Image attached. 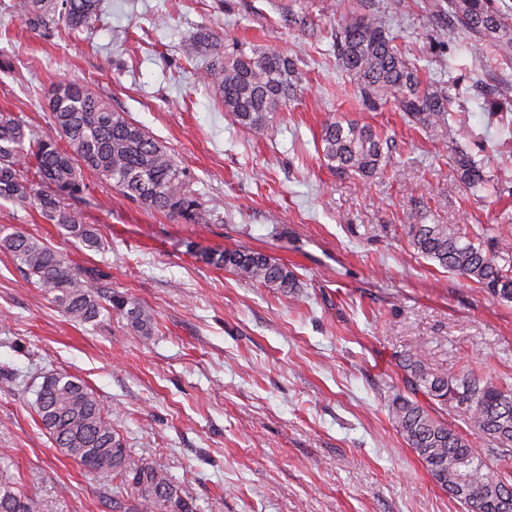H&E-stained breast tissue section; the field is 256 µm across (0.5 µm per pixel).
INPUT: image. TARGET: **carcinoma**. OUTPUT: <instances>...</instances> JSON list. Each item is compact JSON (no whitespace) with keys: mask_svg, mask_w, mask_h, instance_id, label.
Listing matches in <instances>:
<instances>
[{"mask_svg":"<svg viewBox=\"0 0 512 512\" xmlns=\"http://www.w3.org/2000/svg\"><path fill=\"white\" fill-rule=\"evenodd\" d=\"M429 7L440 19L438 45L454 44L463 34L485 42L501 57L512 56V14L495 0H432ZM11 9L33 30L73 34L94 28L101 15L100 0H12ZM336 12L338 67L356 84L362 101L373 108L389 103L426 134L447 135L454 102L451 85L434 80L422 86L415 63L396 45L380 10L357 13L352 0H338ZM189 53L209 57L202 80L236 124L250 131L268 129L274 115L302 88L297 60L279 51L239 50L226 56L211 34L200 32ZM48 108L52 134L45 137L26 131L21 118L0 111V200L37 205L90 250L99 247L97 233L66 204L85 195L87 172L147 211L187 224L209 223L210 211L190 190L169 149L127 113L75 80L52 85ZM321 144L326 166L337 173L371 178L386 166L388 140L369 125L329 118L322 125ZM456 166L455 186L473 192L489 189L490 179L474 158L462 155ZM27 171L34 179L25 177ZM409 242L421 257L476 283L496 300L512 302V243L506 237L496 233L486 241L464 242L446 224H412ZM0 251L11 255L32 284L49 292L63 315L79 322L99 316L98 295L86 272L63 253L22 231L1 229ZM210 261L282 294L299 287L287 266L262 252L226 249ZM112 304L126 311L140 335H152L149 311L124 300ZM400 366L410 396L393 397L391 419L432 479L470 512H512V388L490 375L437 371L419 349L405 354ZM450 403L471 435L448 426L440 416ZM34 410L56 448L85 469L119 480L117 489L131 488V503L112 500L115 512H197L164 462L144 461L125 447L83 380L66 373L45 377ZM462 462L469 465L463 494L457 483ZM0 512H42V503L1 481Z\"/></svg>","mask_w":512,"mask_h":512,"instance_id":"1","label":"carcinoma"}]
</instances>
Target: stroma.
I'll return each instance as SVG.
<instances>
[{
    "label": "stroma",
    "instance_id": "35a3bbf8",
    "mask_svg": "<svg viewBox=\"0 0 512 512\" xmlns=\"http://www.w3.org/2000/svg\"><path fill=\"white\" fill-rule=\"evenodd\" d=\"M390 2L397 45L423 77L449 71L459 99L447 150L391 105L365 108L336 65L330 0H101L95 29L34 31L0 7V110L51 132L46 94L85 83L160 139L212 211L186 224L123 198L95 176L76 207L100 238L87 249L41 210L0 201V228L26 232L89 272L102 310L70 320L0 251V480L43 512H112L115 483L54 448L33 408L50 374L85 381L133 455L163 460L200 512H467L432 479L388 404L399 359L422 346L431 367L512 385V303L415 255L412 224L477 239L512 219V59L482 62L475 39L435 45L428 0ZM224 52L292 55L303 90L262 133L238 126L186 48L201 31ZM391 142L383 174L325 165L326 115ZM506 192H449L458 151ZM245 247L288 266L294 293L240 280L214 251ZM154 317L140 335L113 308ZM113 306L124 311L126 306L130 304V308L126 310V315L134 329L143 336L152 335L153 332V319L152 315L146 309L131 301H112Z\"/></svg>",
    "mask_w": 512,
    "mask_h": 512
}]
</instances>
